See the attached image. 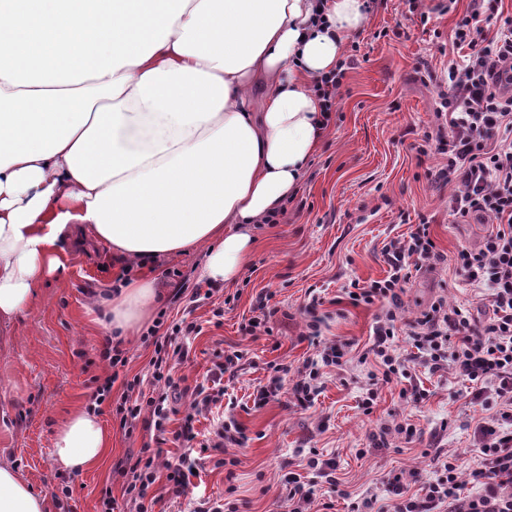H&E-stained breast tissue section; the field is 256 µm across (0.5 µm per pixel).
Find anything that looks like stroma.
I'll list each match as a JSON object with an SVG mask.
<instances>
[{
	"mask_svg": "<svg viewBox=\"0 0 512 512\" xmlns=\"http://www.w3.org/2000/svg\"><path fill=\"white\" fill-rule=\"evenodd\" d=\"M447 3L421 0L420 10L431 16L424 26L410 14L406 0H374L361 27L348 36V44H359L360 51L347 72L337 110L285 204L282 223L254 225L248 260L236 280L224 286L232 301L223 318L213 317L210 301L192 298L201 285L195 272L204 262V250L133 268V276L148 274L162 284L166 296L161 307L170 318L194 320L203 327L190 343L187 361L173 374L179 387L202 381L227 351H241L246 362L228 390L231 403H218L195 424L203 443L213 439L223 420L235 418L243 440L228 454L236 458V466L217 468L207 453L188 450L176 438L181 417L173 415L162 456L174 461L191 452L198 473L190 478V496L164 494L149 504L148 512H191L193 496L237 504L239 512H289L285 479L293 472L302 481L311 480V471L300 461L313 448L337 463L342 492L332 495L331 512H350L352 502L363 495L382 492L391 472L415 470L428 477L433 446L448 450L463 465L477 463L472 434L485 412L472 401L470 382L449 369H413L414 384L428 393L419 404L400 397V383L380 385L368 413L361 406L368 369L359 365L329 372L315 404L305 410L284 398L262 407L251 399L271 366L287 367L285 381L290 384L297 379V367L315 356V346L301 338L303 308L311 295L321 299L316 317L322 338L350 343L355 357L366 351L378 308L353 304L344 288L354 280L366 285L384 278V245L408 236L420 217L429 219L437 248L450 256L459 246H479L489 230L476 219L454 223L449 211L453 186L435 184L428 175L441 164V155L430 154L422 163L416 159L423 134L437 127L448 63L468 53L453 46L450 36L471 2L457 0L451 11ZM124 267V261L108 253L73 256L65 270L40 283L29 310L0 324V412L9 420L0 427V454L17 465L35 492L51 498L68 489L69 512H100L107 491L121 498L115 462L157 443L153 431L140 427L125 434L115 415L114 401L124 380L146 376L149 370L152 350L137 335L123 342L128 362L111 400L97 410L112 437L103 461L67 476L51 459L61 422L75 408L92 403L90 377L109 372L101 352L111 332L106 322L92 320L86 305L91 294L113 288ZM262 291L272 293L277 312L268 322V334L254 339L242 335L239 325ZM481 295L459 281L452 268H425L406 287L404 315L415 317L441 296L476 308ZM393 421L415 427L414 441L398 436L389 447H372L370 435L378 423Z\"/></svg>",
	"mask_w": 512,
	"mask_h": 512,
	"instance_id": "stroma-1",
	"label": "stroma"
}]
</instances>
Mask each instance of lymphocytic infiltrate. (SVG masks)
I'll return each mask as SVG.
<instances>
[{
	"mask_svg": "<svg viewBox=\"0 0 512 512\" xmlns=\"http://www.w3.org/2000/svg\"><path fill=\"white\" fill-rule=\"evenodd\" d=\"M500 2L471 0L470 11L456 22L454 41L467 45L471 54L466 62L449 65L444 120L436 132L424 133L416 148L421 157L432 149L444 156L432 177L444 185L455 184L449 207L456 223L478 216L490 224V231L479 247H462L450 257L437 248L427 219H420L408 237L385 244L387 276L364 287L351 282L348 293L353 302L381 309L367 354L382 375L370 377L363 408L371 409L377 400L379 382L407 375L409 367L452 369L472 382L487 411L474 430L480 462L464 472L455 456L436 450L430 461L432 475L418 493H411L406 474L397 472L385 480L383 494L364 497L351 512H512V18H504L493 32L480 23L497 14ZM447 263L461 280L482 288V310L452 306L439 298L416 319H403L402 296L413 273ZM201 331L196 322L172 323L166 312H159L143 337L153 348L148 374L125 382L116 407L122 430L130 433L143 423L164 432L174 404L182 398L172 373L189 355L188 340ZM402 336L409 351L399 347ZM346 364L344 344L324 343L298 371L291 387L296 406L310 408L326 371ZM243 368L242 353L232 351L215 363L207 381L195 385L180 438L195 439L196 416L223 401L225 382L235 381ZM160 454V449L144 448L116 463L123 494L118 500L104 496L103 512H144L150 489L163 478L174 496L185 494L182 465L162 468ZM306 466L316 479L305 483L289 477L291 512H312L317 483L333 492L339 487L334 459L314 451Z\"/></svg>",
	"mask_w": 512,
	"mask_h": 512,
	"instance_id": "lymphocytic-infiltrate-1",
	"label": "lymphocytic infiltrate"
}]
</instances>
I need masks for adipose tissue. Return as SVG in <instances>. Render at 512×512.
Segmentation results:
<instances>
[{"label": "adipose tissue", "mask_w": 512, "mask_h": 512, "mask_svg": "<svg viewBox=\"0 0 512 512\" xmlns=\"http://www.w3.org/2000/svg\"><path fill=\"white\" fill-rule=\"evenodd\" d=\"M365 0H0V322L86 243L129 262L202 248L201 278L240 272L251 227L282 208L324 135L313 81ZM161 298L137 279L93 298L133 335ZM111 438L73 410L56 469ZM0 512H52L0 459Z\"/></svg>", "instance_id": "adipose-tissue-1"}]
</instances>
